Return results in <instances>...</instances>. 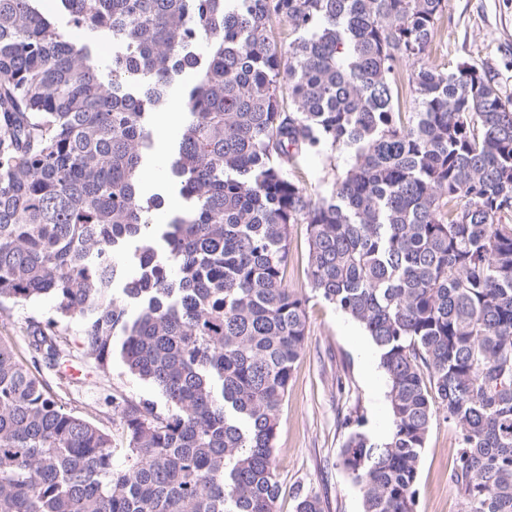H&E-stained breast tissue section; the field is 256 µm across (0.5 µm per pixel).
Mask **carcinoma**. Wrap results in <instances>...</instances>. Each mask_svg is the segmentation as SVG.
Segmentation results:
<instances>
[{"label":"carcinoma","instance_id":"1","mask_svg":"<svg viewBox=\"0 0 512 512\" xmlns=\"http://www.w3.org/2000/svg\"><path fill=\"white\" fill-rule=\"evenodd\" d=\"M40 2L0 0V307L51 299L98 367L119 352L164 404H116L117 466L112 433L35 374L70 355L57 320L29 322L28 364L0 336V512H276L308 334L295 224L310 291L359 324L388 383V437L355 428L341 452L363 512H415L434 396L460 430L464 512H512V97L432 59L445 0H58L68 33ZM85 32L119 47L107 81ZM187 70L170 172L188 209L148 234L146 109ZM306 150L353 162L314 197Z\"/></svg>","mask_w":512,"mask_h":512}]
</instances>
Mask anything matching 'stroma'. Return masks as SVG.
<instances>
[{
	"label": "stroma",
	"mask_w": 512,
	"mask_h": 512,
	"mask_svg": "<svg viewBox=\"0 0 512 512\" xmlns=\"http://www.w3.org/2000/svg\"><path fill=\"white\" fill-rule=\"evenodd\" d=\"M432 55L443 63L466 60L483 67L503 94L512 95V0H448ZM149 130L146 169L156 173L157 179L142 195L162 196L161 205L150 212L151 223L159 226L182 213L170 205L178 192L169 179L171 153L182 131L163 129L154 119ZM350 162L344 151L330 163L305 154L296 160V173L310 192L322 193ZM308 315V335L290 381L276 441L277 510L294 512L295 491L302 486L321 497L326 512H362L360 489L340 464L348 434L344 422L361 420L363 430L378 438L389 433L386 378L368 337L348 314L313 297ZM55 316L54 304L46 298L8 305L0 310V336L11 337L16 347H23L30 320ZM60 328L70 341L73 364L82 377L64 386L53 371L45 369L42 378L63 404L80 413L94 411L100 426L111 432L114 441H121L123 429L113 400L159 404L161 393L130 374L120 357H113L106 371L95 369L83 354L81 325L64 322ZM458 438V429L448 424L443 410H436L418 474L417 512H463L450 480Z\"/></svg>",
	"instance_id": "obj_1"
}]
</instances>
